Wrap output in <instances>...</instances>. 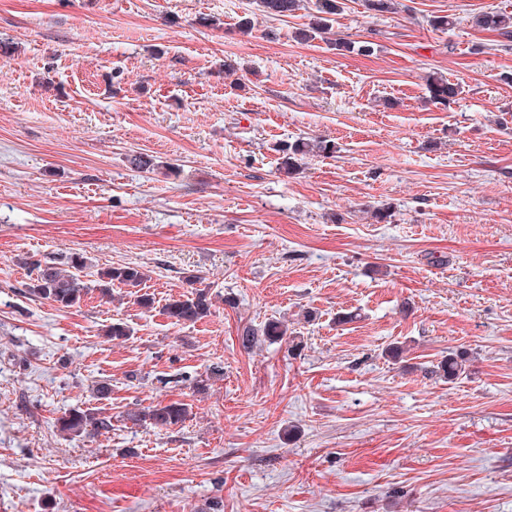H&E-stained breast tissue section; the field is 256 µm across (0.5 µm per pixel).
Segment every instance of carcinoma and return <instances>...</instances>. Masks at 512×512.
I'll list each match as a JSON object with an SVG mask.
<instances>
[{
  "instance_id": "carcinoma-1",
  "label": "carcinoma",
  "mask_w": 512,
  "mask_h": 512,
  "mask_svg": "<svg viewBox=\"0 0 512 512\" xmlns=\"http://www.w3.org/2000/svg\"><path fill=\"white\" fill-rule=\"evenodd\" d=\"M303 0H254L259 15L278 19L286 17L302 9ZM368 11L382 15L396 13L401 9L399 0H364ZM315 13L311 15L307 27L298 30L295 38L308 42L320 34L326 33L333 16L342 10L341 0H315ZM473 24L482 31L493 32L499 37L512 39V13L483 12L473 17ZM335 49L348 53L358 52L370 54L374 51L373 43L369 41H347L337 39ZM428 98L437 104H446L459 94V86L448 81L442 75L431 76L427 79ZM280 153V172L292 175L299 171L303 160L312 155L331 156L336 152L335 143L327 139H299L292 143L278 146ZM35 277L29 284V292L60 308H72L80 305L90 290L89 283L81 280L78 275L69 273L55 263L34 264ZM145 279V273L137 266H110L97 271L96 288L104 298H112V286L123 285L136 288ZM213 306L209 291L197 288L193 291L171 296L166 299L162 312L171 323L180 325L195 323L209 314ZM287 335V328L278 321H269L262 330L251 326L242 329L241 340L245 349L253 348L264 341H276ZM469 358L460 354H449L448 359L441 362L435 370V375L450 382L458 379L467 370ZM189 416L188 404L175 401L168 404L158 403L139 408L130 414L131 420L150 424L155 427H171L178 425ZM59 429L68 435L100 434L112 429V420L100 415L97 411L80 407L69 411L59 420Z\"/></svg>"
}]
</instances>
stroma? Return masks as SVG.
I'll return each instance as SVG.
<instances>
[{
	"label": "stroma",
	"mask_w": 512,
	"mask_h": 512,
	"mask_svg": "<svg viewBox=\"0 0 512 512\" xmlns=\"http://www.w3.org/2000/svg\"><path fill=\"white\" fill-rule=\"evenodd\" d=\"M305 2L244 34L252 0H0V512H512V40L472 24L512 0H343L300 42ZM307 137L335 154L280 174ZM73 255L156 308L29 294L26 259ZM193 284L211 315L172 324ZM271 319L298 350L242 347ZM78 406L111 431L61 433ZM428 98L437 104H446L459 94V86L445 76H430L427 79ZM97 279L90 280L95 282L96 287L103 298L112 297V286L123 285L136 288L145 279V273L137 266H110L102 268L96 273ZM468 362V357H465L462 354L458 355L451 353L448 354V359L440 363L434 373L439 378L452 382L466 373ZM188 416V404L179 401L137 408L130 414L131 420L136 423L150 424L155 427L175 426L184 422Z\"/></svg>",
	"instance_id": "35a3bbf8"
}]
</instances>
